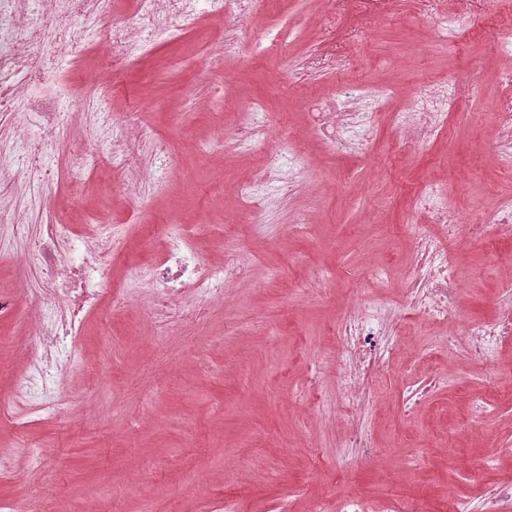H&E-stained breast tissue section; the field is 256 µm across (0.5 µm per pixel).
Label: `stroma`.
Returning <instances> with one entry per match:
<instances>
[{
    "label": "stroma",
    "instance_id": "35a3bbf8",
    "mask_svg": "<svg viewBox=\"0 0 512 512\" xmlns=\"http://www.w3.org/2000/svg\"><path fill=\"white\" fill-rule=\"evenodd\" d=\"M380 0H359L325 31L316 0H280L254 13L240 29L235 49L216 57L211 35L222 19L202 16L194 31L155 43L133 63L119 84L103 92L102 109L123 116L140 110L154 130L142 149L144 160L167 149L169 182L164 192L142 197L120 192L121 173L109 153L95 170L79 164L92 132L64 118L43 162L58 168L41 194L26 184L0 200L28 212L24 232L0 224V293L25 279L19 311L37 302L45 282L38 270H21L17 258L41 233V199L64 223L82 226L101 218L129 225L128 261L144 262L161 247L155 224H190L198 218L235 228L232 246L256 260L246 288L211 309L204 325H188L157 338L139 317L138 299L110 317L92 313L80 338L84 362H102L106 383L89 385L73 373L66 393L78 408L75 419H54L18 398L16 384L29 367L27 338L17 316L0 320V499L12 512H305L316 496L335 500L357 494L401 493L443 506L445 483L477 497L500 478H512V398L495 402V416L470 425L467 401L491 395L484 366L447 355L394 369L382 393L377 438L391 461L380 469L342 461V428L319 419L298 392H334V378L310 368V359L336 350L332 327L358 290L396 300L408 285L409 249L398 225L412 217L410 200L427 178L438 176L454 190L458 212L473 215L499 196L512 193L493 166L490 116L502 88L495 78L512 61L497 56L493 20L478 16L460 43L437 44L433 14L417 0H395L389 20L354 39L359 19L377 14ZM289 32L291 54L305 57L323 47L348 51L360 60L358 75L383 79L394 88L392 108L408 102L425 82L468 79L474 67L483 78L474 97L460 102L439 140L418 155L405 156L387 124L379 145L363 157H339L311 138L301 94L291 85L288 60L260 56L268 30ZM260 97L266 109L289 117L293 135L314 163L293 190L266 188L265 229L250 236L247 215L231 197L233 185L263 165L244 152L232 160L210 153L219 128H231L246 100ZM302 212L314 224L309 238L289 235ZM512 256V242L471 248L463 274V313L492 317L499 266ZM382 268L367 278V264ZM322 271L326 290L311 297L299 289L312 271ZM437 372L448 379L414 418L403 411L405 383Z\"/></svg>",
    "mask_w": 512,
    "mask_h": 512
}]
</instances>
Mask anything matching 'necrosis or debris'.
<instances>
[{"mask_svg": "<svg viewBox=\"0 0 512 512\" xmlns=\"http://www.w3.org/2000/svg\"><path fill=\"white\" fill-rule=\"evenodd\" d=\"M455 10L434 5L441 41L456 40L468 25L472 9L499 18L494 45L499 54L512 56V0H457ZM256 0H134L136 23H129L115 0H0V123L19 114L33 116L44 134H52L62 116L85 114L96 139L111 152L121 170L119 188L129 196L145 186L162 191L169 179L162 165L145 166L139 158L144 142L152 136L140 113L124 117L97 108L101 90L128 69L132 59L145 54L147 33L195 28L202 14L224 18V31L216 39L220 48L230 47L234 32L247 26ZM110 26L105 64L91 83L74 87L65 65L77 64L92 47L96 32L88 20ZM358 60L346 54L336 63L343 80L336 98L307 101L312 132L341 156L370 151L377 139V121L394 91L386 83L360 81ZM503 105L495 114L496 160L500 173L512 175V70L500 76ZM474 83L436 82L418 88L409 107L387 113L390 130L405 154L418 153L447 129L448 115L457 103L469 98ZM261 103L242 113L230 138L234 150L261 151V174L244 181L238 191L249 215V232L262 234L260 194L264 184L278 180L283 169L308 168L309 159L298 151L295 140H285L267 150L269 126ZM447 182L431 180L415 193L413 210L425 216L422 224H404L402 237L415 254L410 267L411 288L400 301L391 302L360 294L337 320L336 353L325 366L336 379L335 395L320 393L314 409L336 420L346 431L345 445L361 461L381 463L369 422L375 414L376 386L392 367L415 359L414 351L397 345L398 330L409 315L440 327L424 349L428 356L447 353L449 358L489 365L496 363L503 344L512 341V261L500 279L496 314L489 319L461 314L463 288L458 271L469 249L485 241L512 239V198L497 199L479 217H460L451 204ZM165 252L147 265L129 266L126 281L112 283V259L122 251L125 227L98 224L92 232H76L72 225L48 219L34 249L25 258L46 278L48 290L42 301L26 313V333L33 370L19 380L18 393L38 410L68 418L75 414L65 396L72 370L71 357L80 334L83 312L111 305L122 312L130 294H137L146 319L157 336L171 335L186 324H203L207 311L223 304L225 291L244 285L249 258L225 249L223 263L201 254L196 237L208 235L223 243L224 228L193 224L182 229L158 225Z\"/></svg>", "mask_w": 512, "mask_h": 512, "instance_id": "obj_1", "label": "necrosis or debris"}]
</instances>
